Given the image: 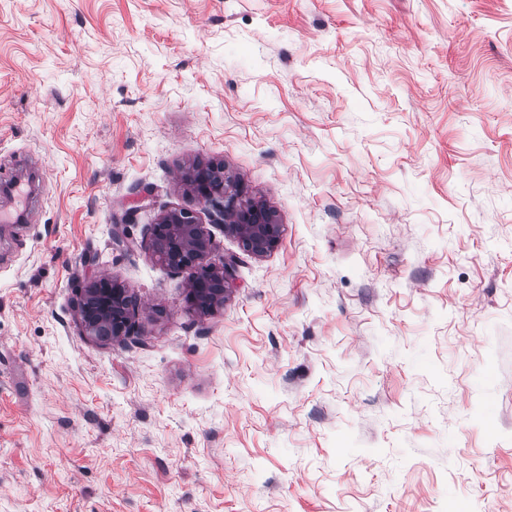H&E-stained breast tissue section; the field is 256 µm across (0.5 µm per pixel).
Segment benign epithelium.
Segmentation results:
<instances>
[{"mask_svg":"<svg viewBox=\"0 0 512 512\" xmlns=\"http://www.w3.org/2000/svg\"><path fill=\"white\" fill-rule=\"evenodd\" d=\"M184 183L209 208L211 223L223 225L225 231L240 241L245 252L263 256L278 248L280 225L268 221L263 209L240 189L228 186L224 178L204 169L188 173ZM151 241H158L163 247L155 255L161 264L175 271L195 268L185 293L188 309L208 313L224 302L230 266L211 261L213 240L196 213L171 210L162 214L151 227ZM125 297L127 288L105 275L76 289L82 333L103 343L135 334L134 316L122 311Z\"/></svg>","mask_w":512,"mask_h":512,"instance_id":"7a95c632","label":"benign epithelium"}]
</instances>
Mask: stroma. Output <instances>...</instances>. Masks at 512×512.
Returning a JSON list of instances; mask_svg holds the SVG:
<instances>
[{
    "label": "stroma",
    "mask_w": 512,
    "mask_h": 512,
    "mask_svg": "<svg viewBox=\"0 0 512 512\" xmlns=\"http://www.w3.org/2000/svg\"><path fill=\"white\" fill-rule=\"evenodd\" d=\"M200 162L277 250L210 223ZM30 163L0 512H512V0H0V184ZM172 209L232 266L205 315L150 248ZM127 291L121 282L105 275L77 288L76 307L82 333L103 343L135 334L134 315L122 311Z\"/></svg>",
    "instance_id": "obj_1"
}]
</instances>
